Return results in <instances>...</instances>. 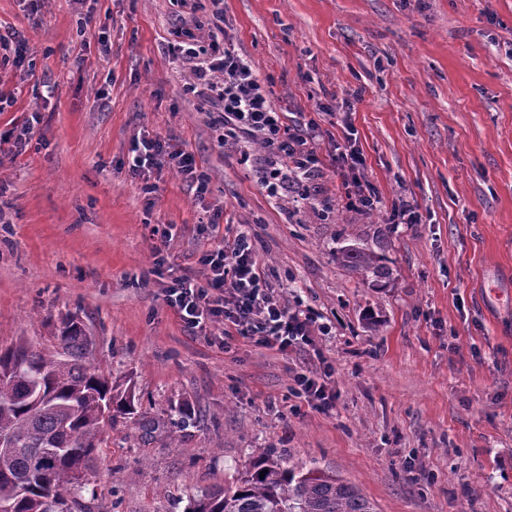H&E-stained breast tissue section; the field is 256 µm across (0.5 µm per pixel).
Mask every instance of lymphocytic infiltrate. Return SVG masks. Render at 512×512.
<instances>
[{"mask_svg": "<svg viewBox=\"0 0 512 512\" xmlns=\"http://www.w3.org/2000/svg\"><path fill=\"white\" fill-rule=\"evenodd\" d=\"M174 55L191 60L190 86L199 95L216 94L224 103V125L247 138L264 143L269 156L263 186L270 196L296 195L297 203L316 208L319 200L308 192V183L320 179L325 169L340 178L349 209L369 213L381 205L379 193L363 177L365 158L352 137L335 145L329 158L320 154L325 135L319 121H288L256 78L248 60L231 47L175 46ZM131 170L146 176L154 166L168 163L194 188L197 196L209 191L194 156L172 139L145 136L134 148ZM233 258L232 271L224 261ZM210 269L205 282L182 278L167 290V301L190 328L205 320L224 325L225 337L243 336L257 345L281 353L311 344L315 317L301 308H288L274 289L268 288L264 271L245 232L222 238L204 256Z\"/></svg>", "mask_w": 512, "mask_h": 512, "instance_id": "1", "label": "lymphocytic infiltrate"}]
</instances>
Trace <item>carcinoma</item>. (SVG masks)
I'll list each match as a JSON object with an SVG mask.
<instances>
[{"mask_svg": "<svg viewBox=\"0 0 512 512\" xmlns=\"http://www.w3.org/2000/svg\"><path fill=\"white\" fill-rule=\"evenodd\" d=\"M336 261L374 281L391 279L379 257L341 247ZM39 348L0 349V512H90L81 492L95 477L105 426L135 414L131 390L112 382L89 355L91 337L67 318ZM183 512H377L356 486L315 467L268 455L222 489L189 491Z\"/></svg>", "mask_w": 512, "mask_h": 512, "instance_id": "obj_1", "label": "carcinoma"}]
</instances>
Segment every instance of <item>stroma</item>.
I'll return each mask as SVG.
<instances>
[{
	"mask_svg": "<svg viewBox=\"0 0 512 512\" xmlns=\"http://www.w3.org/2000/svg\"><path fill=\"white\" fill-rule=\"evenodd\" d=\"M183 28L232 44L279 109L327 105L319 121L337 137L352 125L381 208L347 210L330 171L323 208L267 196V148L225 136L221 103L169 59ZM13 29L30 65L0 64L14 98L0 112V347L78 315L94 364L140 412L191 415L151 437L117 419L91 512H174L185 490L266 454L352 482L378 512H512V0H224L219 26L211 0H42L35 13L0 0ZM35 112L16 148L7 132ZM146 132L194 154L204 199L166 166L132 176ZM400 197L420 223H389ZM206 208L219 228L200 223ZM240 231L268 285L315 313L313 349L192 330L167 304L172 281H204L203 253ZM347 245L383 255L390 284L338 264ZM302 368L335 390L332 410L295 401Z\"/></svg>",
	"mask_w": 512,
	"mask_h": 512,
	"instance_id": "stroma-1",
	"label": "stroma"
}]
</instances>
